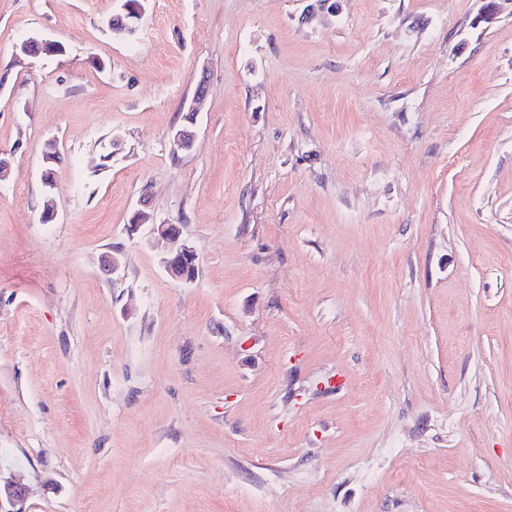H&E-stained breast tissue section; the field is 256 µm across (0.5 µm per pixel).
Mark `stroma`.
<instances>
[{
  "label": "stroma",
  "instance_id": "stroma-1",
  "mask_svg": "<svg viewBox=\"0 0 512 512\" xmlns=\"http://www.w3.org/2000/svg\"><path fill=\"white\" fill-rule=\"evenodd\" d=\"M117 5L0 0L20 512H512V0ZM151 233L164 240L168 245L164 257V268L169 277L175 282H185V273L182 271V262L186 258H197L194 248L182 237L179 228L173 224H151Z\"/></svg>",
  "mask_w": 512,
  "mask_h": 512
}]
</instances>
